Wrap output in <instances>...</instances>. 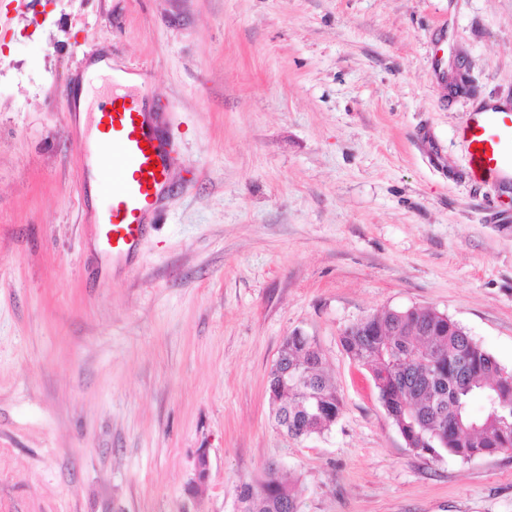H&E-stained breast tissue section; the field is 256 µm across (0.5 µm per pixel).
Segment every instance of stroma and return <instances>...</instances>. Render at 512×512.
<instances>
[{
  "label": "stroma",
  "instance_id": "stroma-1",
  "mask_svg": "<svg viewBox=\"0 0 512 512\" xmlns=\"http://www.w3.org/2000/svg\"><path fill=\"white\" fill-rule=\"evenodd\" d=\"M92 55L147 70L173 158L128 269L60 103L97 110ZM483 100L512 103V0H0V512H235L273 462L302 512H512V452L412 451L340 344L428 307L512 368V184L459 136ZM295 331L343 402L300 439L267 393Z\"/></svg>",
  "mask_w": 512,
  "mask_h": 512
}]
</instances>
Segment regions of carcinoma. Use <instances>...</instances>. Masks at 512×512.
Instances as JSON below:
<instances>
[{
    "label": "carcinoma",
    "instance_id": "obj_1",
    "mask_svg": "<svg viewBox=\"0 0 512 512\" xmlns=\"http://www.w3.org/2000/svg\"><path fill=\"white\" fill-rule=\"evenodd\" d=\"M346 353L372 374L378 398L412 450L468 462L512 451V370L433 309L386 310L344 332ZM279 426L293 438L331 427L342 400L315 340L285 337L269 376ZM296 481L264 475L241 485L237 512H301Z\"/></svg>",
    "mask_w": 512,
    "mask_h": 512
}]
</instances>
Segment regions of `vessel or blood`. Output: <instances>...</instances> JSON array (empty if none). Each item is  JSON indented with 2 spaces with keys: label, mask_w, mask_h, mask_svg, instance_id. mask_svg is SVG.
Listing matches in <instances>:
<instances>
[{
  "label": "vessel or blood",
  "mask_w": 512,
  "mask_h": 512,
  "mask_svg": "<svg viewBox=\"0 0 512 512\" xmlns=\"http://www.w3.org/2000/svg\"><path fill=\"white\" fill-rule=\"evenodd\" d=\"M110 111L96 115L97 137L82 146L87 174L111 189L86 208L89 223L99 225L113 263H130L138 255L156 205L170 182L171 153L161 132L148 88L109 96ZM470 172L501 181L512 172V108H482L465 121Z\"/></svg>",
  "instance_id": "obj_1"
}]
</instances>
